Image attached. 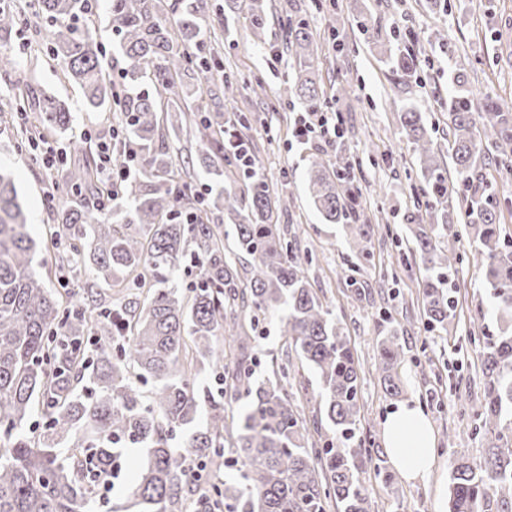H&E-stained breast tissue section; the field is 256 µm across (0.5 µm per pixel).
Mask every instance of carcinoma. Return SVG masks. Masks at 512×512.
<instances>
[{"instance_id": "1", "label": "carcinoma", "mask_w": 512, "mask_h": 512, "mask_svg": "<svg viewBox=\"0 0 512 512\" xmlns=\"http://www.w3.org/2000/svg\"><path fill=\"white\" fill-rule=\"evenodd\" d=\"M156 2L108 0L125 79L118 90L107 79L112 62L91 32V0H40L64 79L78 84L90 110L122 114L116 152L134 150L138 166L106 212L97 163L85 157L67 173L75 204L56 213L63 259L93 283L117 289L120 298L108 305L98 289L76 300L36 275L27 216L0 170V441L7 442L0 448V512H96L102 478L130 445L148 449L146 465L125 487L139 512H372L359 479L369 449L353 442L358 363L306 275L311 259L273 223L292 194L274 195L258 173L245 113L220 121L189 105L203 94L195 74L221 69L208 49L209 0H174L169 13ZM272 9V0H249L256 37ZM286 20L282 46L296 67L284 94L307 112H326L309 23L300 8ZM21 21L18 12L0 11V39ZM383 52L394 88L406 92L418 55L410 47ZM453 82L447 136L454 179L422 113L407 99L397 111L422 176L409 230L425 269L420 294L429 324L444 330L455 317L447 272L461 260L453 230L460 223L476 243L473 257L493 309L508 323L481 348L484 396L473 416L488 451L450 462L448 512H512V239L502 235L500 207L483 175L492 160L475 134L482 128L500 163L512 164V108L470 91L460 67ZM3 97L34 112L47 133L71 126L65 102L37 85L20 95L11 87ZM188 121L203 143L198 163L212 175L206 185L191 169H178L166 150L170 133ZM308 192L324 223L341 225L355 257L366 258L375 226L360 221L351 169L314 160ZM221 208L232 221V257L224 251V225L210 219ZM426 214L436 223H424ZM188 255L199 269L182 286L177 277ZM279 308L284 345L318 382L314 429L325 420L335 431L320 448L303 407L288 394L289 379L303 384L290 360L254 377L253 333ZM219 335L236 348L229 361L215 343ZM91 336L102 341L92 360ZM404 357L399 336L377 337L375 371L391 397L403 391ZM233 402L243 411L229 416ZM36 416L47 425L30 436L25 428ZM178 436L182 453L172 448ZM197 461L202 471L236 466L239 477L204 490L190 467Z\"/></svg>"}]
</instances>
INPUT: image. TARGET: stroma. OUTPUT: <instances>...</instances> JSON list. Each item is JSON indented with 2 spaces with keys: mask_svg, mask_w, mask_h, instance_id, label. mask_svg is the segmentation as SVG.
I'll list each match as a JSON object with an SVG mask.
<instances>
[{
  "mask_svg": "<svg viewBox=\"0 0 512 512\" xmlns=\"http://www.w3.org/2000/svg\"><path fill=\"white\" fill-rule=\"evenodd\" d=\"M336 10H310V29L318 44L315 73L327 94H334L339 77L352 82L349 96L334 104L344 118V134L328 144L319 138L297 140L294 130L300 109L283 103L281 93L291 61L282 55V29L271 18L263 38H256L246 10L234 15V38H224L221 28L212 34L221 41L226 73L241 81L261 80L262 103L254 111L266 126L256 133L260 172L274 191L291 190L294 199L279 221L313 261L306 274L324 305L338 317L358 360L362 377L359 431L372 458L359 475L373 512H436L443 483L453 458L477 459L486 448L477 435L472 411L482 397L481 352L470 336L498 331L488 285L472 254L468 234L460 236L463 256L449 277L457 288L459 304L447 331L431 329L422 313L419 283L424 268L413 256L414 244L406 227L414 210L413 187L418 182L417 158L400 129L389 68L380 43L416 44L422 47L421 70L411 97L437 130H445V104L453 92L451 72L463 63L470 88L477 94L500 96L512 106V0H450L447 10L426 7L425 0H337ZM0 50L19 62L11 73L0 72V86L40 85L66 101L72 112L70 130L53 135L61 148L59 172L48 178L38 151L17 135L15 113L0 114V167L13 175L28 214V231L44 248L41 257L46 285L58 287L61 246L49 239L58 228L47 197L58 207L71 205L64 173L80 158L75 146L97 149L110 142L122 117L117 112H92L80 89L64 82L43 26L42 14L27 0L24 22ZM320 156L337 164L351 163L369 215H380L389 231H376L368 243L367 260L357 261L340 225L323 223L307 193V160ZM357 266L358 288L348 287L340 274ZM396 329L406 345L400 368L404 391L400 398L386 395L374 368L375 338L382 325ZM257 374L279 364L284 344L277 316L259 325L252 341ZM423 409L435 436V463L429 478L409 481L396 472L387 452L384 423L399 402ZM385 475H378V468Z\"/></svg>",
  "mask_w": 512,
  "mask_h": 512,
  "instance_id": "obj_1",
  "label": "stroma"
}]
</instances>
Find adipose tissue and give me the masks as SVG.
Masks as SVG:
<instances>
[{"label":"adipose tissue","instance_id":"ef3b65f1","mask_svg":"<svg viewBox=\"0 0 512 512\" xmlns=\"http://www.w3.org/2000/svg\"><path fill=\"white\" fill-rule=\"evenodd\" d=\"M394 467L407 479L422 480L432 472L435 437L419 411L407 404L397 407L384 430Z\"/></svg>","mask_w":512,"mask_h":512}]
</instances>
